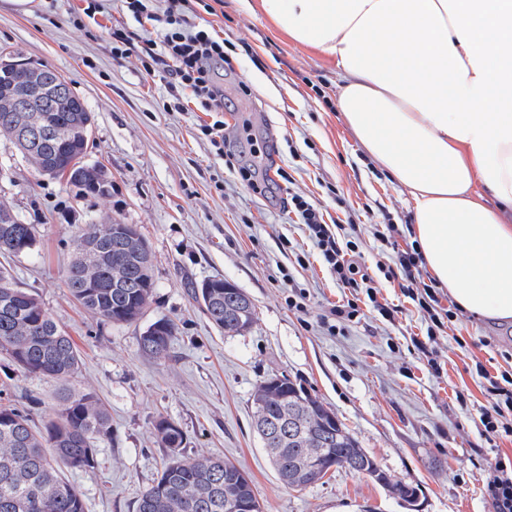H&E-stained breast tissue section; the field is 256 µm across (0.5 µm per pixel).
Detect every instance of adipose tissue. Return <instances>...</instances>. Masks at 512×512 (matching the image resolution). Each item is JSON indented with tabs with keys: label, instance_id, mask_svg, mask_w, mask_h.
<instances>
[{
	"label": "adipose tissue",
	"instance_id": "1",
	"mask_svg": "<svg viewBox=\"0 0 512 512\" xmlns=\"http://www.w3.org/2000/svg\"><path fill=\"white\" fill-rule=\"evenodd\" d=\"M334 59L338 106L409 192L426 268L463 310L512 319V0H259Z\"/></svg>",
	"mask_w": 512,
	"mask_h": 512
}]
</instances>
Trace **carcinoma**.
<instances>
[{"instance_id": "obj_1", "label": "carcinoma", "mask_w": 512, "mask_h": 512, "mask_svg": "<svg viewBox=\"0 0 512 512\" xmlns=\"http://www.w3.org/2000/svg\"><path fill=\"white\" fill-rule=\"evenodd\" d=\"M40 81L46 94L34 103L40 122L25 121L28 103L5 99L0 90V141L13 147L38 174L67 178L90 194L107 183L98 164L86 160L89 141L79 135L91 116L85 102L55 69L45 66ZM36 226L13 216L0 223V253L22 256L36 245ZM75 256L65 273V286L85 309L107 324H132L145 314L154 288L152 253L135 224H88L74 240ZM211 297L201 286L191 296L209 321L226 336L242 334L237 311L246 293L225 279L212 278ZM178 326L161 317L140 334L139 353L161 359L169 355ZM0 351L22 371L65 381L81 363L80 351L66 330L53 321L40 300L15 287L11 274L0 269ZM288 400H283V396ZM253 419L269 423L287 411L303 417L308 435L288 436L280 443L263 444L280 481L301 491L322 480L331 469L369 477L392 496L411 502L416 489L389 478L335 413L300 383L288 380V390L264 379L252 394ZM174 420L159 416L154 434L168 458L153 484L141 495L135 512H225L224 502L249 499L262 504L254 483L240 465L213 457L182 454V430ZM112 434L107 409L90 393L63 392L60 403L43 428L30 410L0 407V512H84L82 495L56 468L61 461L72 470L96 463V440Z\"/></svg>"}]
</instances>
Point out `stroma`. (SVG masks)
<instances>
[{
	"label": "stroma",
	"instance_id": "obj_1",
	"mask_svg": "<svg viewBox=\"0 0 512 512\" xmlns=\"http://www.w3.org/2000/svg\"><path fill=\"white\" fill-rule=\"evenodd\" d=\"M84 0H34L24 14L0 0V50L56 69L94 117L87 160L110 176L94 195L63 179L37 176L0 146V202L38 229L32 253L0 259L16 285L36 295L81 353L78 372L61 382L19 371L0 352V403L37 400L36 425L52 417L63 390L90 393L107 407L110 437L97 440L95 468L66 470L85 512H134L165 459L153 421L165 415L182 428L189 457L221 456L250 473L263 512H490L482 496L487 462L512 464V437L488 444L479 418L486 396L466 365L512 366V320L458 312L435 349L445 365L429 369L413 348L422 321L397 282L383 297L397 305L394 322L374 314L328 335L317 322L342 292L323 268L286 200L298 193L321 208L325 221L360 227L362 265L375 266L374 225L409 224L413 202L373 161L340 112L336 65L283 35L242 0L223 13L198 10L231 49L220 114L166 108L168 81L150 75L138 55L112 58L111 33L125 29L155 38L123 14L120 0L103 13L81 15ZM223 120L239 137L241 162L282 169L273 191L244 181L203 134ZM138 225L152 252L155 288L136 323L103 325L70 296L64 273L73 242L86 224ZM306 255L298 266L297 255ZM292 271L305 311L289 309L283 280ZM235 283L258 318L236 336L218 331L190 296L189 286L212 277ZM173 319L179 333L168 358L138 352L155 319ZM288 375L336 414L392 479L417 490L409 509L370 478L332 470L302 491L278 479L253 427L252 391L268 375Z\"/></svg>",
	"mask_w": 512,
	"mask_h": 512
}]
</instances>
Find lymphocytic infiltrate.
I'll return each instance as SVG.
<instances>
[{
    "instance_id": "obj_1",
    "label": "lymphocytic infiltrate",
    "mask_w": 512,
    "mask_h": 512,
    "mask_svg": "<svg viewBox=\"0 0 512 512\" xmlns=\"http://www.w3.org/2000/svg\"><path fill=\"white\" fill-rule=\"evenodd\" d=\"M122 9L139 23L150 24L156 41L135 44L124 30L113 33L112 56L120 59L130 52H139L146 71L162 65L170 77L169 89L174 100L172 108L181 111L182 98H190L205 112H222L227 108L220 73L231 59L224 50V41L212 30L196 25L193 0H121ZM288 210L297 223L303 224L322 264L335 275L339 287L350 297L331 309L319 325L335 333L340 322H352L361 315L362 306L387 322L394 321L397 308L384 298L379 289L380 278L400 276L404 296L426 325V336L414 339V346L423 353L428 366L440 371L441 364L430 342L444 331L454 313L442 303L443 295L436 281H425L423 257L416 243L407 242L405 228L388 225L377 233L382 248L391 252L389 260L377 261L368 269L358 264V244L343 225L330 224L318 207L300 195L288 199ZM476 374L483 381L489 399L481 414L482 433L487 441L512 437V372L490 374L483 364H475ZM482 494L490 512H512V471L502 463L489 465Z\"/></svg>"
}]
</instances>
